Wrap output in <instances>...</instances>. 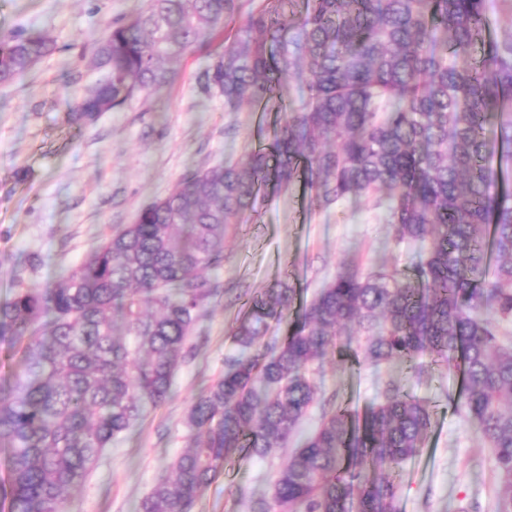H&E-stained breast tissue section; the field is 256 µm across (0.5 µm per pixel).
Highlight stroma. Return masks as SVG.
<instances>
[{
  "instance_id": "stroma-1",
  "label": "stroma",
  "mask_w": 512,
  "mask_h": 512,
  "mask_svg": "<svg viewBox=\"0 0 512 512\" xmlns=\"http://www.w3.org/2000/svg\"><path fill=\"white\" fill-rule=\"evenodd\" d=\"M145 2L0 0V33L35 29L55 42L30 71L0 84V301L13 278L41 287L80 262L189 170L246 160L301 107L302 91L292 78L284 83L286 103L270 102L262 114L248 104L229 112L222 96L204 95L196 77L218 49L213 42L188 52L169 85L94 122L69 123L68 112L95 80L87 57L97 40L108 24L131 19ZM424 254L420 244H394L370 205L322 208L300 181L263 187L253 211L224 240V261L210 272L219 293L187 340L189 354L170 398L104 452L64 512H137L189 442L190 404L223 374L225 359L238 354L234 328L283 281L309 300L343 268L383 263L408 270ZM421 363L413 373L396 361L365 362L348 330L315 382L321 401L359 415L380 402L392 379L430 405L432 426L397 476L398 512H457L462 505L493 512L494 455L455 407L458 362L426 356ZM289 453L285 447L263 460L225 462L191 512H249L251 491H267Z\"/></svg>"
}]
</instances>
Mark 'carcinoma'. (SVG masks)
<instances>
[{
	"mask_svg": "<svg viewBox=\"0 0 512 512\" xmlns=\"http://www.w3.org/2000/svg\"><path fill=\"white\" fill-rule=\"evenodd\" d=\"M148 0L108 25L90 67L98 79L68 113L94 121L167 84L171 65L224 35L200 88L269 103L283 78L305 83L299 112L244 163L199 168L45 288L13 283L0 302V512H61L112 441L171 394L185 341L215 291L204 271L252 208L262 182L304 177L329 208L375 196L395 243H426L411 271L347 267L295 306L288 285L234 330L240 348L195 399L192 442L139 512H189L240 454L265 458L318 403L313 373L354 325L379 365L458 352L455 406L494 450L495 512H512V33L485 45L486 0ZM54 50L39 30L0 35V84ZM286 323L265 344L269 322ZM430 406L397 382L359 419L322 408L317 428L277 469L251 512H398L399 471L421 447Z\"/></svg>",
	"mask_w": 512,
	"mask_h": 512,
	"instance_id": "1",
	"label": "carcinoma"
}]
</instances>
